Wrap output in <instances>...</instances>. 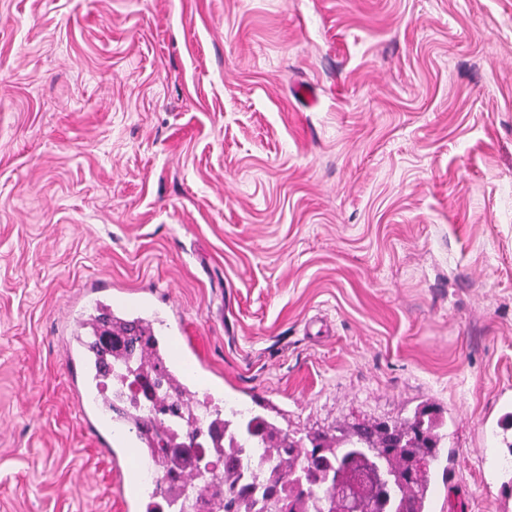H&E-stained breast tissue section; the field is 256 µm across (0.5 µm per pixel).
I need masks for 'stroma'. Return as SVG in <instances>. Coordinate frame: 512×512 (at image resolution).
I'll return each instance as SVG.
<instances>
[{"instance_id": "1", "label": "stroma", "mask_w": 512, "mask_h": 512, "mask_svg": "<svg viewBox=\"0 0 512 512\" xmlns=\"http://www.w3.org/2000/svg\"><path fill=\"white\" fill-rule=\"evenodd\" d=\"M121 297L197 400L430 407V512H512V0H0V512H144L67 357Z\"/></svg>"}]
</instances>
